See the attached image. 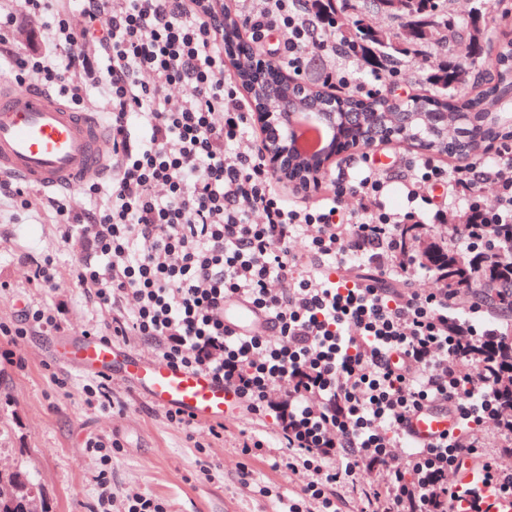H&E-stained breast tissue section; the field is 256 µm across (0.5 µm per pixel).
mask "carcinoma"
Returning <instances> with one entry per match:
<instances>
[{
	"mask_svg": "<svg viewBox=\"0 0 512 512\" xmlns=\"http://www.w3.org/2000/svg\"><path fill=\"white\" fill-rule=\"evenodd\" d=\"M361 0H311L314 15L322 25L336 29L348 52L367 66L388 70L400 64L401 56L414 46L448 49L460 38L459 30L444 19V0H372L374 6L399 20L398 31L373 29L365 24ZM473 20L466 60H437L430 70L429 84L439 89L433 95H421L411 103L396 106L387 96L360 99L346 96L343 106L361 112H407L411 143L439 155L474 159L479 150L471 146L473 124L462 122L455 142L440 137V132L413 117L417 112H493L499 109L500 91L483 89L472 79L475 69L489 62L486 42L482 40L480 19ZM478 249L463 255L448 249L430 233L427 224H403L399 228L401 246L420 253L423 264L435 274L436 285L448 288L458 303L476 288L483 291L487 311L512 313V265L501 261L504 250H512V224H475ZM485 372L501 378L500 393L504 419L512 421V347L488 344L481 353ZM40 496L29 474L14 470L0 476V512H24L25 500Z\"/></svg>",
	"mask_w": 512,
	"mask_h": 512,
	"instance_id": "1",
	"label": "carcinoma"
}]
</instances>
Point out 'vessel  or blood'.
Segmentation results:
<instances>
[{
  "instance_id": "1",
  "label": "vessel or blood",
  "mask_w": 512,
  "mask_h": 512,
  "mask_svg": "<svg viewBox=\"0 0 512 512\" xmlns=\"http://www.w3.org/2000/svg\"><path fill=\"white\" fill-rule=\"evenodd\" d=\"M104 128L97 115L76 112L45 90L19 92L9 79H0V176L12 174L46 190H74L90 174L111 170ZM224 323L235 332L252 334L263 328L265 317L234 297L224 303ZM54 358L94 375L121 374L154 405L200 422L223 420L237 409L234 390L211 375L138 357L97 336L58 338ZM456 425L455 413L436 403L411 414L405 430L410 446L426 448Z\"/></svg>"
}]
</instances>
